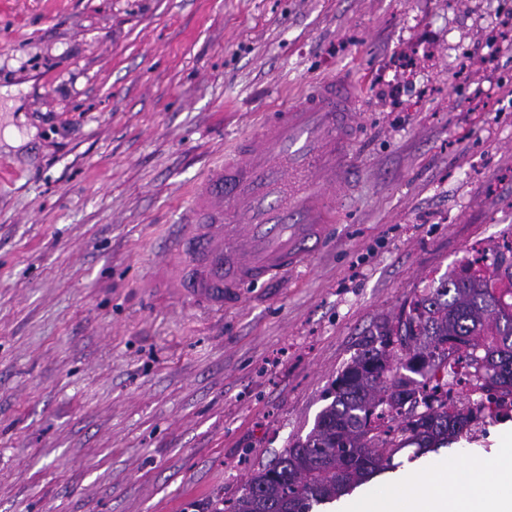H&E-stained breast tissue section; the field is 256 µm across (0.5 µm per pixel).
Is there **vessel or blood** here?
Returning a JSON list of instances; mask_svg holds the SVG:
<instances>
[{
  "label": "vessel or blood",
  "instance_id": "1",
  "mask_svg": "<svg viewBox=\"0 0 512 512\" xmlns=\"http://www.w3.org/2000/svg\"><path fill=\"white\" fill-rule=\"evenodd\" d=\"M362 109V97L344 78L318 79L208 170L164 256L181 297L220 311L237 302L242 288L308 264L338 220L337 192L353 181Z\"/></svg>",
  "mask_w": 512,
  "mask_h": 512
}]
</instances>
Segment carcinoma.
<instances>
[{"label":"carcinoma","mask_w":512,"mask_h":512,"mask_svg":"<svg viewBox=\"0 0 512 512\" xmlns=\"http://www.w3.org/2000/svg\"><path fill=\"white\" fill-rule=\"evenodd\" d=\"M490 265L512 285V247ZM397 354L422 380L393 368ZM461 366L472 391L512 396V303L466 266L415 294L396 320L373 325L306 440L253 470L221 512H312L397 467L409 445L424 454L458 441L481 413L469 401L448 412Z\"/></svg>","instance_id":"cac0c4a2"}]
</instances>
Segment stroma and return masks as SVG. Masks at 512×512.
Returning <instances> with one entry per match:
<instances>
[{"label":"stroma","mask_w":512,"mask_h":512,"mask_svg":"<svg viewBox=\"0 0 512 512\" xmlns=\"http://www.w3.org/2000/svg\"><path fill=\"white\" fill-rule=\"evenodd\" d=\"M512 0H0V512H211L305 440L380 318L512 229ZM362 84L308 269L221 311L152 274L266 112ZM399 453L391 484L495 453Z\"/></svg>","instance_id":"obj_1"}]
</instances>
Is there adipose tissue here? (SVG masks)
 Segmentation results:
<instances>
[{
  "instance_id": "1",
  "label": "adipose tissue",
  "mask_w": 512,
  "mask_h": 512,
  "mask_svg": "<svg viewBox=\"0 0 512 512\" xmlns=\"http://www.w3.org/2000/svg\"><path fill=\"white\" fill-rule=\"evenodd\" d=\"M341 512H512V429L480 465L440 463L346 501Z\"/></svg>"
}]
</instances>
